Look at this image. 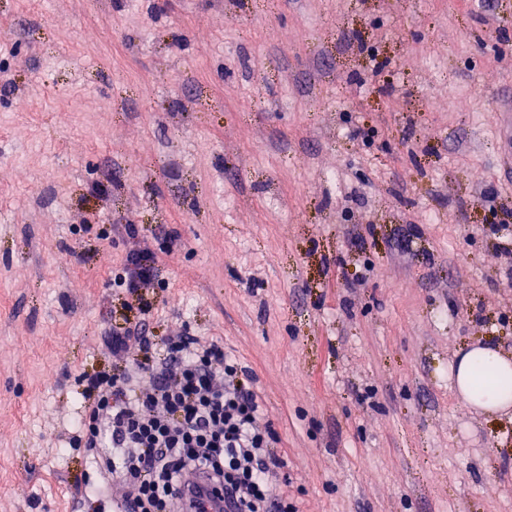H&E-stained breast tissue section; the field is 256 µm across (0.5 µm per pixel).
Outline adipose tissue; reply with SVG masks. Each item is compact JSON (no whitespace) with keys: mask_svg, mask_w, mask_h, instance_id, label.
Segmentation results:
<instances>
[{"mask_svg":"<svg viewBox=\"0 0 512 512\" xmlns=\"http://www.w3.org/2000/svg\"><path fill=\"white\" fill-rule=\"evenodd\" d=\"M457 396L486 413L512 406V356L498 346L480 345L461 353L451 366Z\"/></svg>","mask_w":512,"mask_h":512,"instance_id":"adipose-tissue-1","label":"adipose tissue"}]
</instances>
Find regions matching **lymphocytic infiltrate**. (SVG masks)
Instances as JSON below:
<instances>
[{"label":"lymphocytic infiltrate","mask_w":512,"mask_h":512,"mask_svg":"<svg viewBox=\"0 0 512 512\" xmlns=\"http://www.w3.org/2000/svg\"><path fill=\"white\" fill-rule=\"evenodd\" d=\"M109 348L122 368L87 378L92 402L70 444L110 449L111 492L124 512H184L190 472L223 489L227 512H297L276 489L283 462L260 397L223 347L186 334L159 346L142 322L113 332Z\"/></svg>","instance_id":"lymphocytic-infiltrate-1"}]
</instances>
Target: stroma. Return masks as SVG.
<instances>
[{
    "label": "stroma",
    "instance_id": "obj_1",
    "mask_svg": "<svg viewBox=\"0 0 512 512\" xmlns=\"http://www.w3.org/2000/svg\"><path fill=\"white\" fill-rule=\"evenodd\" d=\"M510 114L512 0H0V512H121L68 442L144 317L236 359L299 512H512L448 378L512 353ZM152 275L148 257L143 252H133L126 256L123 276H120V286L126 288H142Z\"/></svg>",
    "mask_w": 512,
    "mask_h": 512
}]
</instances>
